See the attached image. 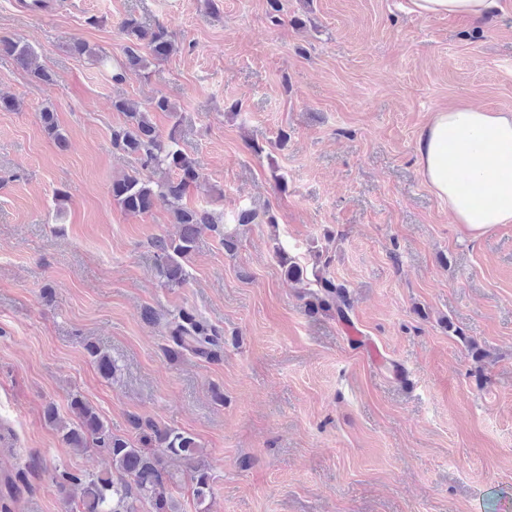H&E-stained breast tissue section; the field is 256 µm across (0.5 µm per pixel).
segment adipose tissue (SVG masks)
I'll return each instance as SVG.
<instances>
[{
  "label": "adipose tissue",
  "mask_w": 512,
  "mask_h": 512,
  "mask_svg": "<svg viewBox=\"0 0 512 512\" xmlns=\"http://www.w3.org/2000/svg\"><path fill=\"white\" fill-rule=\"evenodd\" d=\"M493 0H410L420 16L480 18ZM419 170L473 236L512 223V113L468 105L433 114L418 140ZM467 188H460V176Z\"/></svg>",
  "instance_id": "ef3b65f1"
}]
</instances>
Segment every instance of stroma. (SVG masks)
<instances>
[{"label": "stroma", "mask_w": 512, "mask_h": 512, "mask_svg": "<svg viewBox=\"0 0 512 512\" xmlns=\"http://www.w3.org/2000/svg\"><path fill=\"white\" fill-rule=\"evenodd\" d=\"M282 3L274 17L268 0H53L32 17L0 0V36L55 75L0 55V96L19 104L0 111V473L36 464L13 512H79L50 467L111 470L43 418L52 403L75 422L74 393L132 441L135 416L192 433L209 512H512V223L469 237L417 165L433 113H512V0L476 20L409 0ZM128 18L167 26L175 50L116 83L90 55L122 59ZM161 95L173 109L153 123L179 128L199 167L186 205L229 226L244 208L275 218L240 227L232 255L203 231L180 286L152 246L178 232L168 205L132 215L111 194L134 164L112 147L113 98ZM278 243L304 264L322 250L351 325L308 311ZM180 309L222 331L220 359L165 355ZM0 53L13 57L22 68L29 70L38 81L54 82L53 73L43 66L35 65V52L27 43L10 37H0Z\"/></svg>", "instance_id": "35a3bbf8"}]
</instances>
